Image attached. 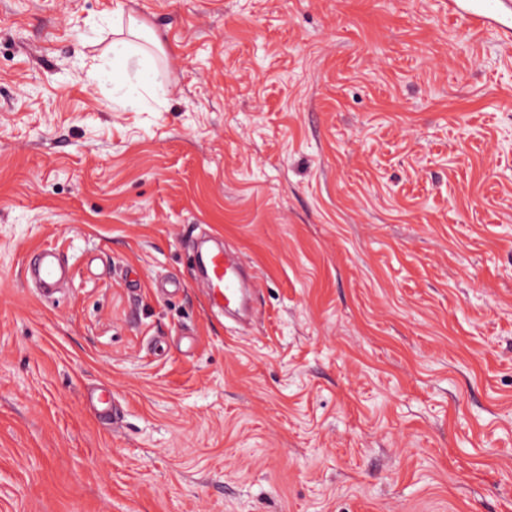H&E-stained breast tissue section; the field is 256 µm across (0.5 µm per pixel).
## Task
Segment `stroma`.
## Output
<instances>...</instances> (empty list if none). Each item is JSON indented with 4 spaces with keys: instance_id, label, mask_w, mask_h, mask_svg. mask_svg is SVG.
Listing matches in <instances>:
<instances>
[{
    "instance_id": "stroma-1",
    "label": "stroma",
    "mask_w": 512,
    "mask_h": 512,
    "mask_svg": "<svg viewBox=\"0 0 512 512\" xmlns=\"http://www.w3.org/2000/svg\"><path fill=\"white\" fill-rule=\"evenodd\" d=\"M132 17L162 98L90 75ZM0 512H512V45L447 0H0ZM67 272L68 266L61 261L56 250L46 247L37 254L34 263L28 268L27 276L41 285L44 296H50L53 287ZM209 276L205 288L208 303L213 306L224 304L229 308L238 300L242 301L247 290L239 264L231 255L213 253L208 258Z\"/></svg>"
}]
</instances>
